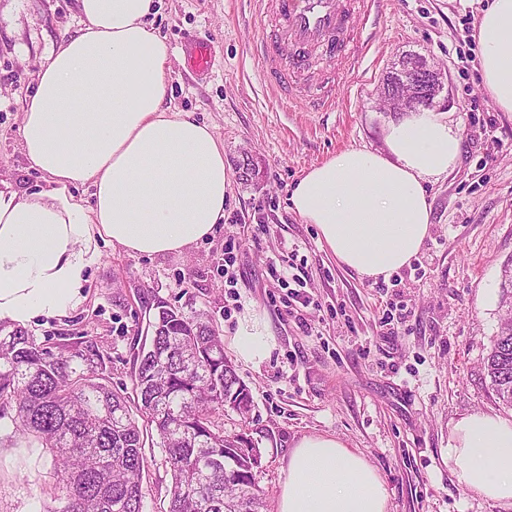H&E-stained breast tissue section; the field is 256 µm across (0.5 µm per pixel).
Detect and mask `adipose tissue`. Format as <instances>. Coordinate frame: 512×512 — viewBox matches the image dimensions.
I'll return each mask as SVG.
<instances>
[{
  "mask_svg": "<svg viewBox=\"0 0 512 512\" xmlns=\"http://www.w3.org/2000/svg\"><path fill=\"white\" fill-rule=\"evenodd\" d=\"M78 3L83 26L40 64L19 128L50 188L0 191V321L23 327L83 302L99 242L146 256L182 252L224 221V149L209 126L165 104L168 49L149 20L155 0ZM479 41L484 86L512 112V0H492ZM385 142L386 153L350 148L313 166L290 197L341 265L373 279L418 254L430 224L425 184L461 148L444 112L404 115ZM234 348L244 362L266 359L265 319L244 314ZM445 453L460 487L512 504V418L460 416ZM277 512H388V493L342 441L306 435L288 457Z\"/></svg>",
  "mask_w": 512,
  "mask_h": 512,
  "instance_id": "obj_1",
  "label": "adipose tissue"
}]
</instances>
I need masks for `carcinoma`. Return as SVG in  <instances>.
<instances>
[{
  "label": "carcinoma",
  "mask_w": 512,
  "mask_h": 512,
  "mask_svg": "<svg viewBox=\"0 0 512 512\" xmlns=\"http://www.w3.org/2000/svg\"><path fill=\"white\" fill-rule=\"evenodd\" d=\"M410 57L384 75L393 91L423 66ZM500 325L486 361L496 396L512 406V263L501 271ZM148 348L138 354L131 404L112 384L104 354L79 336L56 347L21 326L0 324V419L13 412L19 437L53 456L57 512H142L147 464L144 429L153 428L170 472L164 512H262L254 471L262 453L247 433L224 432V410H253L250 388L224 357L212 320L158 299Z\"/></svg>",
  "instance_id": "1"
}]
</instances>
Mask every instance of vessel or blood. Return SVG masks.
I'll list each match as a JSON object with an SVG mask.
<instances>
[{"instance_id": "obj_1", "label": "vessel or blood", "mask_w": 512, "mask_h": 512, "mask_svg": "<svg viewBox=\"0 0 512 512\" xmlns=\"http://www.w3.org/2000/svg\"><path fill=\"white\" fill-rule=\"evenodd\" d=\"M374 6L375 0H263L264 12L276 20L274 30L259 42L257 64L265 86L281 96L290 95L300 79L323 89V80L312 68L313 57H352V33ZM211 56L207 42L190 41L188 59L195 72L208 71Z\"/></svg>"}]
</instances>
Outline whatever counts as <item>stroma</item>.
<instances>
[{"label":"stroma","mask_w":512,"mask_h":512,"mask_svg":"<svg viewBox=\"0 0 512 512\" xmlns=\"http://www.w3.org/2000/svg\"><path fill=\"white\" fill-rule=\"evenodd\" d=\"M491 0H377L378 24L345 72L325 57L334 103L313 110L312 89L298 81L279 100L261 83L252 53L270 17L254 0H158L155 28L168 49L166 103L207 124L224 148L231 183L224 222L184 254L152 257L100 244L85 271L84 302L67 317L39 318L37 341L86 335L110 356L112 380L134 383L137 354L149 344L154 298L212 319L239 378L252 390L249 418L224 414L229 433L247 431L263 453L255 474L264 512H277L288 454L305 435L341 439L376 470L389 512H512L460 488L444 448L451 422L482 411L512 415L483 368L499 331L501 269L512 260V112L499 110L481 75L470 18ZM82 26L78 0H0V189L27 195L48 189L20 143L22 113L38 67ZM213 46V66L199 75L187 63L188 39ZM445 75L435 110L462 138L447 175L427 184L428 235L409 265L370 281L340 265L315 225L290 207V192L310 167L349 148L385 152L382 77L406 57ZM253 173L243 177L242 164ZM289 257L301 298L271 271ZM235 281L226 283L225 261ZM400 319L388 321L389 312ZM256 312L273 335L270 356L253 365L233 346L238 320ZM143 512H160L170 483L156 444L144 449ZM54 460L36 438L19 441L0 420V512H54Z\"/></svg>","instance_id":"obj_1"}]
</instances>
